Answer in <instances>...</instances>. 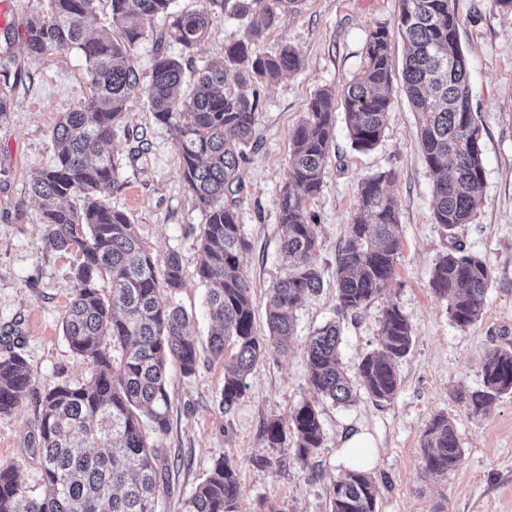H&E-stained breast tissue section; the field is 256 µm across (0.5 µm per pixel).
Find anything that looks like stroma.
Masks as SVG:
<instances>
[{
  "mask_svg": "<svg viewBox=\"0 0 512 512\" xmlns=\"http://www.w3.org/2000/svg\"><path fill=\"white\" fill-rule=\"evenodd\" d=\"M173 8L211 16L208 34L193 53L197 67L220 60L225 45L242 30L237 19L225 16L224 0H174ZM455 8L470 108L481 122L483 204L455 233L435 223L433 177L416 140L419 116L401 91H394L384 136L371 151L353 148L345 116L337 114L323 188L308 203L318 225L323 289L298 306L296 332L285 351L266 338L265 302L282 270L277 199L288 178L290 134L317 91L344 90L360 70L366 39L376 27L389 30L393 71L401 73V0H302L267 31L260 50L273 53L291 45L302 67L259 86L258 147L240 169L239 221L250 242L241 262L253 288L255 326L266 339L265 354L248 377L244 396L227 413L220 407L223 361L201 356L189 376L170 366V429L157 441L168 470L156 512H182L222 457L238 468L239 512H328V488L347 466L342 444L351 432L372 441L371 471L382 482L379 512H512V395L483 414L472 413L458 397L480 387L482 366L493 349L512 347V10L496 0H455ZM45 9L46 0H9L7 24L0 26V60L32 75L13 87V110L0 123V336L20 331L16 349L27 359L39 392L63 380L81 381L88 373L62 333L72 257L46 248L37 221L39 204L25 193L30 175L54 161L52 132L59 117L92 95L77 49L38 58L27 54L26 22ZM166 31L165 17H157L131 48L141 82L150 79ZM124 124L126 133L107 146L119 162L123 184L108 201L126 212L155 252L180 255L187 277L172 300L194 314L195 332L207 336L211 323L204 289L193 275L203 216L179 176L180 147L144 99L129 101ZM141 134L147 149L130 159ZM382 172L392 175L386 190L398 204L402 224L396 273L368 308L343 314L336 301V255L356 209L358 184ZM456 244L484 258L492 270L484 314L468 327L450 319L447 301L429 284L435 262ZM391 302L413 328L411 351L397 364L401 385L396 397L378 405L362 394L346 407L315 399L301 356L306 339L326 323L339 322L342 359L354 369L363 354L377 348L382 313ZM310 399L326 433L323 447L304 461L292 455L286 466L258 468L260 458L280 454L265 443L267 422L287 417ZM437 413L454 422L462 448L455 468L442 477L425 472L421 448L425 427ZM39 415L28 398L11 415L0 416V464L15 466L21 485L33 495L42 490L41 468L25 443Z\"/></svg>",
  "mask_w": 512,
  "mask_h": 512,
  "instance_id": "35a3bbf8",
  "label": "stroma"
}]
</instances>
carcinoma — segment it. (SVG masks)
I'll return each instance as SVG.
<instances>
[{
    "label": "carcinoma",
    "instance_id": "cac0c4a2",
    "mask_svg": "<svg viewBox=\"0 0 512 512\" xmlns=\"http://www.w3.org/2000/svg\"><path fill=\"white\" fill-rule=\"evenodd\" d=\"M99 0H47V11L25 28L28 55L40 57L76 48L92 88L89 101L65 113L53 131L55 161L35 172L27 193L42 200L39 222L46 247L75 256L71 299L62 320L71 353L87 362L86 380L62 381L39 393L27 360L12 347L0 352V416L26 398L40 408L27 453L40 461L42 491L26 493L12 466H0V512H155L166 458L154 439L170 428L168 365L185 376L196 372L201 351L224 358L220 407L229 411L243 396L247 378L263 354L254 326V298L240 257L249 247L239 224L241 164L251 144L257 91L244 89L300 68L290 45L274 53L258 44L280 16L301 0H224V10L244 23L241 37L225 46L218 65L193 71L184 91L186 55L205 36L206 13L175 12L174 0H106L107 24L87 33ZM169 18L168 40L177 57L158 51L152 75L142 84L130 59L131 46L155 17ZM453 0H401L397 29L408 44L403 91L421 114L417 139L434 176L433 217L448 233L468 223L483 203L481 128L469 105L467 67ZM389 31L373 30L364 64L344 89L341 105L348 136L370 151L386 129L392 91ZM142 97L155 120L181 144L179 175L203 215L197 237L201 260L194 271L215 323L207 341L194 335L192 317L167 299L182 287L186 271L176 252L159 258L128 215L106 195L123 188L118 163L102 146L120 129L132 97ZM336 125V92L324 88L290 134L288 180L277 200L283 274L266 300L269 335L285 345L293 335V311L306 295L320 291L318 225L307 203L323 187L325 160ZM381 173L357 189V213L336 257V299L343 312L367 308L396 272L401 224L396 201ZM492 272L479 256L454 246L434 265L430 285L448 300L460 327L478 322L485 310ZM336 323L305 343L303 359L321 397L347 406L362 390L377 403L400 388L397 363L413 343L412 326L395 303L384 309L379 347L360 357L354 375L343 366ZM512 394V349L487 356L481 387L463 396L475 414ZM269 448L293 439L304 461L322 447L320 412L310 401L288 418L264 428ZM423 468L444 475L462 448L455 425L444 414L429 419L422 440ZM240 483L235 463L216 460L185 503L184 512H238ZM380 486L372 473L344 471L329 486V512H378Z\"/></svg>",
    "mask_w": 512,
    "mask_h": 512
}]
</instances>
